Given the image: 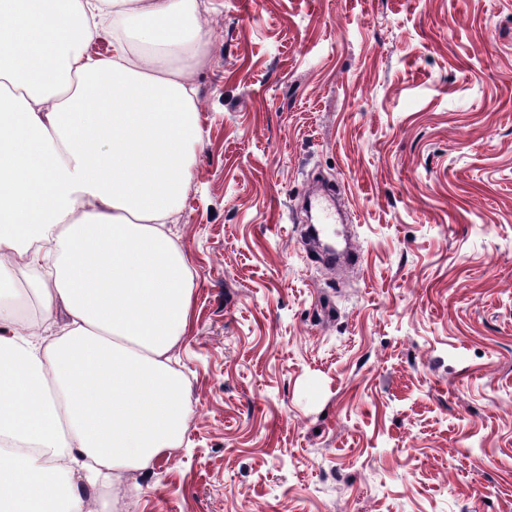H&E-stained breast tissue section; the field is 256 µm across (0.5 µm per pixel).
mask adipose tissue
<instances>
[{
  "instance_id": "ef3b65f1",
  "label": "adipose tissue",
  "mask_w": 512,
  "mask_h": 512,
  "mask_svg": "<svg viewBox=\"0 0 512 512\" xmlns=\"http://www.w3.org/2000/svg\"><path fill=\"white\" fill-rule=\"evenodd\" d=\"M106 29L111 56L90 57ZM208 38L195 0H0V512H84V483L135 497L122 476L183 438L193 279L164 226L202 137Z\"/></svg>"
}]
</instances>
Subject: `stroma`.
I'll use <instances>...</instances> for the list:
<instances>
[{
    "label": "stroma",
    "mask_w": 512,
    "mask_h": 512,
    "mask_svg": "<svg viewBox=\"0 0 512 512\" xmlns=\"http://www.w3.org/2000/svg\"><path fill=\"white\" fill-rule=\"evenodd\" d=\"M190 415L87 512H512V0H201ZM337 185L362 260L301 240Z\"/></svg>",
    "instance_id": "obj_1"
}]
</instances>
